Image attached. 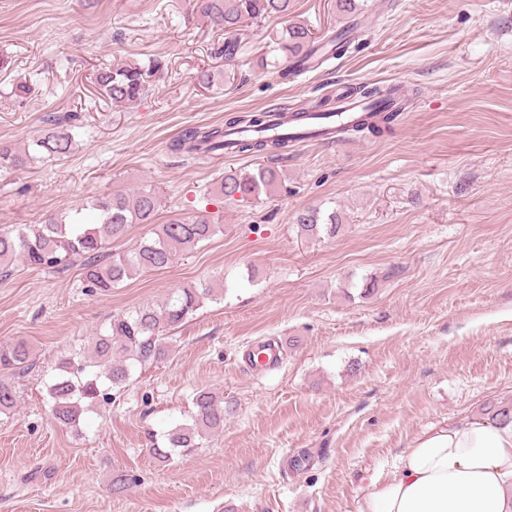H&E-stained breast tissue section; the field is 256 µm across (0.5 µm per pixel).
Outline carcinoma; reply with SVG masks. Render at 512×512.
<instances>
[{"instance_id": "cac0c4a2", "label": "carcinoma", "mask_w": 512, "mask_h": 512, "mask_svg": "<svg viewBox=\"0 0 512 512\" xmlns=\"http://www.w3.org/2000/svg\"><path fill=\"white\" fill-rule=\"evenodd\" d=\"M192 9L224 31V59L238 53L233 34L249 20L288 16L291 0H190ZM312 31L302 23H290L276 36V45L285 54L302 61L312 50ZM163 72L162 62L154 59L148 66L126 63L103 67L94 75L98 94L116 106L135 104L148 92V78ZM359 120L341 130L359 136H378L392 129L400 113L386 107H368ZM277 115L266 112L229 116L224 128L192 127L183 131L174 147L190 154L224 152L226 132L238 128L274 125ZM74 136L63 127V119L48 116L44 128L25 145L0 141V169L31 167L60 158L72 151ZM284 137L254 136L234 143L241 154L262 155L289 147ZM278 183L272 169L257 167L251 171H226L217 185L226 199H258L269 195ZM160 206L155 188L142 186L132 195L106 194L92 200L97 220L85 223L80 210L68 208L38 224H20L0 228V277L11 273L19 260L35 268L64 270L75 260L82 261L85 287L91 291H108L121 282L146 271L164 270L174 258L211 240L222 232V225L205 217L171 219L155 223ZM133 224L151 226L150 236L141 240L131 252L105 255L102 250L111 240L122 237ZM294 224L301 235L318 238L336 236L339 224L336 212L325 213L306 207L295 212ZM213 295V285L203 283L174 291L160 305L138 307L113 319L107 334L98 337L91 351L65 359L59 374L47 387L53 418L75 431L81 429L84 414L111 401L110 390L125 384L132 371L140 366L164 360L170 352L167 333L180 327ZM32 347L24 340L0 345V372L23 373L30 368ZM15 386L0 379V414H8L17 405ZM191 423L180 424L164 434L162 444H154L153 456L165 462L176 452H190L199 447L206 435L224 429V395L202 389L193 397ZM489 419L503 425L512 424V402H497L485 409Z\"/></svg>"}]
</instances>
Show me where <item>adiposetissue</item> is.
<instances>
[{"label": "adipose tissue", "instance_id": "obj_1", "mask_svg": "<svg viewBox=\"0 0 512 512\" xmlns=\"http://www.w3.org/2000/svg\"><path fill=\"white\" fill-rule=\"evenodd\" d=\"M366 512H512V425L470 418L423 432Z\"/></svg>", "mask_w": 512, "mask_h": 512}]
</instances>
